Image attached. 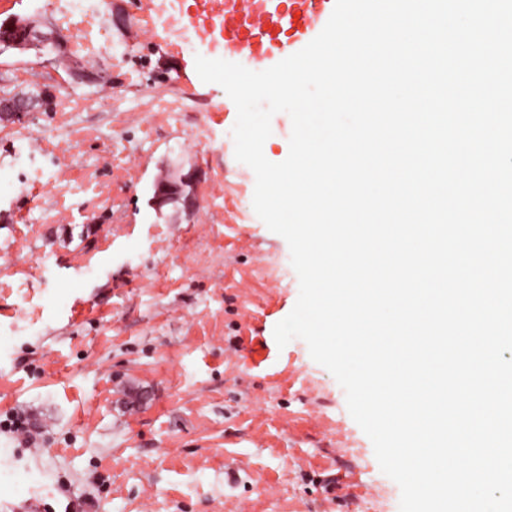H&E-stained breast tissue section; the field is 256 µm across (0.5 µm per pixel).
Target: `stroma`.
Instances as JSON below:
<instances>
[{
	"mask_svg": "<svg viewBox=\"0 0 512 512\" xmlns=\"http://www.w3.org/2000/svg\"><path fill=\"white\" fill-rule=\"evenodd\" d=\"M87 2L104 33L68 0H0L68 39L0 53V96L68 88L0 116V512H399L335 377L276 344L299 280L206 42L178 36L192 7ZM187 173L193 210L154 209ZM188 184L190 181L186 177L172 178L158 183L154 187L152 198L156 209H161L171 201L180 200Z\"/></svg>",
	"mask_w": 512,
	"mask_h": 512,
	"instance_id": "1",
	"label": "stroma"
}]
</instances>
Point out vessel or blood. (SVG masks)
<instances>
[{"instance_id": "vessel-or-blood-1", "label": "vessel or blood", "mask_w": 512, "mask_h": 512, "mask_svg": "<svg viewBox=\"0 0 512 512\" xmlns=\"http://www.w3.org/2000/svg\"><path fill=\"white\" fill-rule=\"evenodd\" d=\"M198 11L193 32H208L221 41L224 56L238 54L275 63L294 53L312 33V22H325L335 0H194Z\"/></svg>"}]
</instances>
